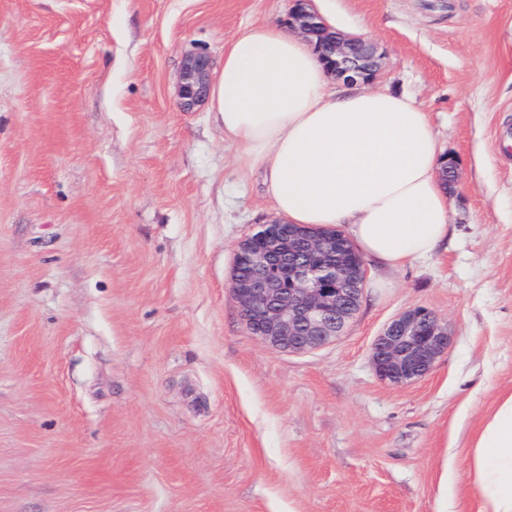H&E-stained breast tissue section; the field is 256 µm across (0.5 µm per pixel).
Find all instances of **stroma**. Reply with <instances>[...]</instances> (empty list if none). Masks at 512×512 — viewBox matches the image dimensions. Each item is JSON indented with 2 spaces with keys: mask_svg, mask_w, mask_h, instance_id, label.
Returning <instances> with one entry per match:
<instances>
[{
  "mask_svg": "<svg viewBox=\"0 0 512 512\" xmlns=\"http://www.w3.org/2000/svg\"><path fill=\"white\" fill-rule=\"evenodd\" d=\"M292 0H0V512H476L471 443L512 392V0H316L428 112L452 232L366 270L342 336L288 353L233 298L275 220L187 54ZM423 307L454 341L422 379L371 346Z\"/></svg>",
  "mask_w": 512,
  "mask_h": 512,
  "instance_id": "stroma-1",
  "label": "stroma"
}]
</instances>
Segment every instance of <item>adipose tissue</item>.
I'll return each mask as SVG.
<instances>
[{
    "instance_id": "ef3b65f1",
    "label": "adipose tissue",
    "mask_w": 512,
    "mask_h": 512,
    "mask_svg": "<svg viewBox=\"0 0 512 512\" xmlns=\"http://www.w3.org/2000/svg\"><path fill=\"white\" fill-rule=\"evenodd\" d=\"M210 102L283 222L346 227L384 269L431 256L446 239L442 148L410 97L361 83L336 89L306 38L260 23L225 50ZM470 467L477 512H512V392L485 419Z\"/></svg>"
}]
</instances>
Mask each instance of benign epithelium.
I'll return each instance as SVG.
<instances>
[{
	"mask_svg": "<svg viewBox=\"0 0 512 512\" xmlns=\"http://www.w3.org/2000/svg\"><path fill=\"white\" fill-rule=\"evenodd\" d=\"M288 26L298 34L318 38L316 50L326 71L347 84L373 81L381 55L371 41L346 39L332 32L310 9L312 0H293ZM213 59L197 51L184 59L180 104L192 109L209 98ZM288 250L293 261L274 267L277 253ZM245 260L252 272L233 270L232 293L243 320L254 335L286 352L318 349L341 336L359 310L363 264L350 253L336 254V234L307 231L296 224L272 221L243 240L235 261ZM453 337L429 310L416 307L393 319L376 337L371 361L377 375L392 385L426 376Z\"/></svg>",
	"mask_w": 512,
	"mask_h": 512,
	"instance_id": "obj_1",
	"label": "benign epithelium"
}]
</instances>
